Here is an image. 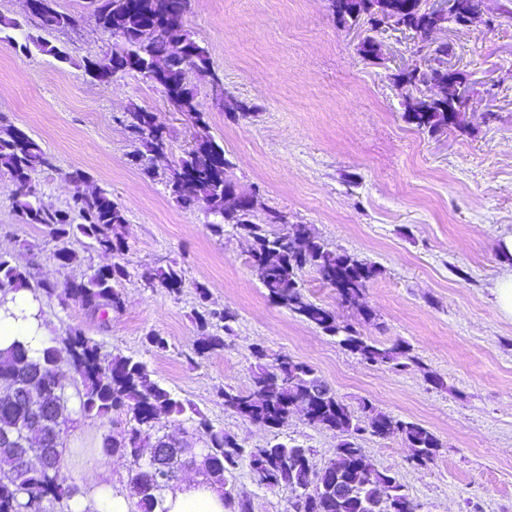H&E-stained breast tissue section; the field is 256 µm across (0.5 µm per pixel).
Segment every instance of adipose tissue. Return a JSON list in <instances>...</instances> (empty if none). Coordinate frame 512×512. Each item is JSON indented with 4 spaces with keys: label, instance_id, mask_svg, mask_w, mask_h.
Instances as JSON below:
<instances>
[{
    "label": "adipose tissue",
    "instance_id": "obj_1",
    "mask_svg": "<svg viewBox=\"0 0 512 512\" xmlns=\"http://www.w3.org/2000/svg\"><path fill=\"white\" fill-rule=\"evenodd\" d=\"M47 340L34 295L22 288L8 292L0 301V350L21 343L36 358ZM86 486L87 496L74 504L72 512H131L129 498L114 492L108 477L89 476ZM163 496L166 512H231L223 491L200 476L170 485Z\"/></svg>",
    "mask_w": 512,
    "mask_h": 512
}]
</instances>
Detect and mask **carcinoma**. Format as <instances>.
<instances>
[{
    "mask_svg": "<svg viewBox=\"0 0 512 512\" xmlns=\"http://www.w3.org/2000/svg\"><path fill=\"white\" fill-rule=\"evenodd\" d=\"M129 0H88L101 28L109 33H121L123 40L112 53L88 64L89 72L104 82L122 70L136 71L150 77L152 66L164 70V93L168 101L179 107L194 104V91L187 83V73L195 71L214 81L218 74L212 68L209 51L192 35L182 31L183 18L189 0H137L132 10ZM330 8L341 24L362 22L370 30L377 27L378 17L392 20L397 26L422 23L424 11L418 0H329ZM41 26L65 29L75 19L56 8V0L35 13ZM403 117L410 124L429 133L448 128V102L428 96L404 106ZM196 146L185 152L168 177L167 186L177 202L192 206L205 201L214 210L218 221L209 225L216 237L224 236L229 226L237 234L251 239L257 260L265 264L261 285L269 298L309 324L331 336L351 352L372 363H391L403 358L402 366L418 364L406 342L383 347L361 336L350 326L339 327L330 309L311 301L301 286L300 273L312 267L320 279L336 288L341 302L356 305L367 282L375 275L374 267L357 258L331 249L306 224H291L278 233L269 224H245L234 209L224 205V195L236 190L227 178L224 147L208 130L199 112L193 113ZM127 122L145 148L136 159L159 152L166 144L164 132L151 112H129ZM53 167V157L47 154L23 130L11 125L0 128V169L18 182L13 208L23 224H38L50 240L57 243L54 256L61 265L77 261V255L67 247L68 240L82 236L93 248L108 252L118 260L109 268L98 270L80 283L79 287L64 286L62 295L98 316L102 325L109 323V312L123 307L117 286L130 273L119 257L127 248L119 229L126 223L124 210L105 192L87 195L81 191L72 196L68 209H52L42 205L32 183L31 173L38 168ZM182 175L189 188L174 185L175 175ZM143 277L158 283L172 294L180 292L183 280L178 270L147 271ZM27 272L0 255V288H20L27 282ZM224 322L231 331L237 315L230 310L216 312L201 307L195 322L201 336L198 353L224 348V337L211 332L213 320ZM78 361V377L82 390L78 410L88 416L109 418L114 411L129 416V425L118 435H106L101 444L105 456L120 454L130 459L131 483L138 497L140 512H165L163 491L187 466L200 467L209 480L224 489V499L237 506L238 512H252L249 497L226 489V475L239 467H249L253 481L263 487L286 485L294 492L293 512H413V500L402 492V485L386 471L377 469L370 458L364 468L350 471L346 457L365 450L345 441L332 460L317 474L311 462V449L296 442H277L266 448L247 451L243 446L227 454L224 449L236 442L234 436L218 430L202 415L194 420L195 431L205 437L202 448L188 440L177 442L158 434L157 423L163 417L181 414L183 403L152 379L148 364L141 360L116 355L101 358L98 344L82 331L75 329L62 340V345L48 341L41 356L33 359L22 344L0 351V385L12 391L24 382H35L32 401L0 398V433L16 432L18 443L43 459L46 441L59 426L69 422L72 414L65 387L55 374L54 366L61 355ZM257 371L247 391L228 388L222 393L224 407L251 421H261L279 429L288 423L296 406L306 410L310 423L333 431L352 434L369 429L375 435L399 437L412 448V461L422 463L433 459L441 448L438 438L420 424L396 419L362 403L361 413L368 420L362 427L360 417L339 400L314 370L296 363L288 356L268 361L262 347L254 348ZM16 443L6 446L0 441V457L11 459ZM64 447L53 449L54 467L28 466L0 476V512H37L45 509L47 499L72 500L80 495L77 485L66 483L62 476Z\"/></svg>",
    "mask_w": 512,
    "mask_h": 512,
    "instance_id": "carcinoma-1",
    "label": "carcinoma"
}]
</instances>
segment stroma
<instances>
[{
	"instance_id": "35a3bbf8",
	"label": "stroma",
	"mask_w": 512,
	"mask_h": 512,
	"mask_svg": "<svg viewBox=\"0 0 512 512\" xmlns=\"http://www.w3.org/2000/svg\"><path fill=\"white\" fill-rule=\"evenodd\" d=\"M56 3L74 17L72 29L43 28L25 0H0V16L65 53L60 59L0 43V125L24 130L53 157V168L31 174L41 203L63 209L76 191L103 190L123 208L130 276L120 287L123 308L106 328L75 301L42 297L44 286L87 278L113 256L76 237L68 247L77 262L59 264L55 242L15 216L14 184L0 171V254L28 272L52 337L78 328L102 357L146 361L154 380L185 406L161 419L162 434L203 447L194 430L199 412L248 449L295 440L312 449L319 470L334 458L341 434L298 410L274 430L225 409L221 397L224 388L251 386L253 347L288 355L313 368L352 410L367 401L437 436L441 448L422 466L400 439L368 431L353 437L425 512H470L475 504L480 512H512V318L492 293L505 267L496 239L512 229V0H485L489 10H507L493 23H449L433 33V41L452 44L451 63L472 99L460 126L437 135L405 121L394 81L419 60L413 32L379 33L381 57L372 60L360 51L366 25L340 24L329 0H191L184 17V28L208 48L224 95L196 75L187 82L224 147L229 175L254 197L255 222L278 212L373 265L358 309L340 304L312 269L301 278L307 296L335 312L339 325L388 346L410 344L421 364L405 369L365 361L273 303L251 273L250 242L230 228L213 236L216 217L205 205L176 202L165 182L193 145L189 115L168 107L162 89L138 72L92 79L86 62L111 52L113 38L84 0ZM224 97L250 113L229 114ZM134 107L153 112L168 138L167 151L144 167L133 162L142 144L126 126ZM170 264L182 272L177 295L143 278ZM200 285L208 308L237 315L232 327L215 324L224 347L203 356L193 320L203 304ZM150 332L166 338V351L148 348ZM126 422L118 413H72L62 429L66 481L78 484L105 468L129 489V460L100 451L104 436ZM228 481L250 496L253 512H292L288 487L257 486L245 467Z\"/></svg>"
}]
</instances>
